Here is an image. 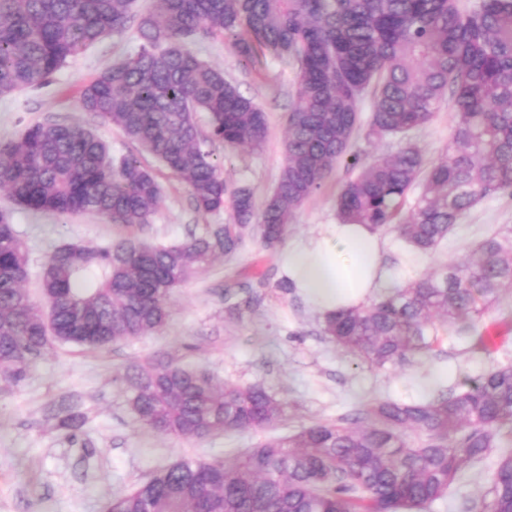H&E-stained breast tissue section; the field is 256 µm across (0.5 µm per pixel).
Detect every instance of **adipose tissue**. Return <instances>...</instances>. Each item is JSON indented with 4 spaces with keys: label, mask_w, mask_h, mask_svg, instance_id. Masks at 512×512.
<instances>
[{
    "label": "adipose tissue",
    "mask_w": 512,
    "mask_h": 512,
    "mask_svg": "<svg viewBox=\"0 0 512 512\" xmlns=\"http://www.w3.org/2000/svg\"><path fill=\"white\" fill-rule=\"evenodd\" d=\"M383 242L366 224H325L289 245L284 267L297 293L326 313L366 303L393 279L382 261Z\"/></svg>",
    "instance_id": "adipose-tissue-1"
}]
</instances>
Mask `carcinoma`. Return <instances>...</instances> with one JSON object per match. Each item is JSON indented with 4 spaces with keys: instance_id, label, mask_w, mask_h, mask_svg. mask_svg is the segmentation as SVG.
<instances>
[{
    "instance_id": "cac0c4a2",
    "label": "carcinoma",
    "mask_w": 512,
    "mask_h": 512,
    "mask_svg": "<svg viewBox=\"0 0 512 512\" xmlns=\"http://www.w3.org/2000/svg\"><path fill=\"white\" fill-rule=\"evenodd\" d=\"M133 2L0 0V95L42 87L68 58L124 33ZM136 34L138 51L88 83L81 107L185 182L201 214L224 207L227 186L195 114L208 113V139L229 149L261 146L266 117L186 41L224 34L245 61L297 62L298 102L277 184L259 211L249 190L234 191L236 223L178 244H63L48 260L42 301L25 288L26 254L0 211L1 380L21 381L55 342L96 349L155 331L174 291L199 266L234 253L249 224L262 225L264 247L282 242L339 163L350 173L336 200L340 220L390 228L421 253L434 251L480 201L512 199V0H155ZM368 91L369 141L430 124L451 99L444 156L427 166L411 142L371 162L352 150ZM0 191L33 211L92 213L127 226L150 223L162 198L137 159H116L91 130L57 123L30 125L0 143ZM511 291L512 230L498 229L464 262L324 317L321 332L373 366H395L428 349L441 329L463 322L478 331ZM127 381L137 421L169 437L264 429L286 412L260 388L218 385L173 362L135 366ZM505 426L512 427L509 364L466 391L373 401L230 462L181 459L116 496L110 512H425L497 447ZM489 494L472 512H512V453L499 457Z\"/></svg>"
}]
</instances>
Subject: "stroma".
I'll list each match as a JSON object with an SVG mask.
<instances>
[{
    "label": "stroma",
    "instance_id": "1",
    "mask_svg": "<svg viewBox=\"0 0 512 512\" xmlns=\"http://www.w3.org/2000/svg\"><path fill=\"white\" fill-rule=\"evenodd\" d=\"M192 50L222 70L240 91L266 113L267 134L257 149H225L206 142L221 166L229 189L245 188L263 206L284 162L288 114L297 102L294 60L242 61L225 36L193 41ZM134 29L107 37L74 57L39 89L0 96V141L15 138L34 123L58 122L92 130L113 156L136 153L115 126L82 110L81 88L120 58L134 54ZM452 110L442 107L426 127L408 137L367 142L357 132L353 148L371 156L397 152L415 143L425 161L441 157L451 132ZM163 190L151 223L126 226L97 214L60 217L36 212L0 192L28 259L26 287L39 296L43 269L54 249L66 242L99 246L132 239L172 244L203 234L208 226L233 221V201L220 212L195 211L185 183L149 155L141 156ZM348 172L337 166L296 212L289 240L316 234L337 223L336 195ZM492 228L512 229V200L487 199L466 212L431 253L383 232L384 262L405 284L459 262ZM284 245L264 248L257 225H250L238 249L197 268L169 302L165 324L137 339L97 350L56 345L44 353L16 384L0 382V512H108L113 497L146 482L182 458L228 462L267 439L296 434L312 422H333L377 399L423 401L438 390L469 389L493 367L512 363V292L501 296L483 320L480 333L443 332L430 350L398 367L375 368L321 333L320 312L297 292L283 293ZM171 360L210 375L221 385L255 386L286 402L284 419L264 430H235L202 438L172 439L142 427L128 402L126 377L133 366ZM73 406L83 416L63 428L55 412ZM496 455L474 463L452 485L445 500L427 512H468L487 495Z\"/></svg>",
    "mask_w": 512,
    "mask_h": 512
}]
</instances>
